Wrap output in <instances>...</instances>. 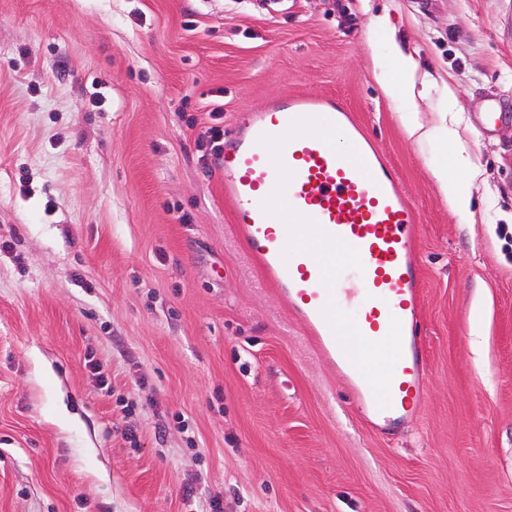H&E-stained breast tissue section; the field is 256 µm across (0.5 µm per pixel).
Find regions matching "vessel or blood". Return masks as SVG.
I'll return each mask as SVG.
<instances>
[{
    "mask_svg": "<svg viewBox=\"0 0 512 512\" xmlns=\"http://www.w3.org/2000/svg\"><path fill=\"white\" fill-rule=\"evenodd\" d=\"M306 116L334 122L369 169L368 174H361L314 137L297 138L283 151V160L294 173L286 191L289 204L359 254L363 269L354 276L360 284L354 322L362 335L381 340L387 336L391 320L400 322L401 356L385 408L378 406L372 388L321 314L329 294L318 262L305 253L282 259L286 227L260 208L275 187L277 173L258 139L263 134H282L293 119ZM354 128L347 109L335 99L276 98L252 114L245 134L225 146L218 168L224 200L234 208L236 232L249 254L306 326L320 354L344 371L367 421L383 432L413 415L426 392L419 331L421 271L414 257L419 215L406 199L396 170L384 162L376 146L358 138Z\"/></svg>",
    "mask_w": 512,
    "mask_h": 512,
    "instance_id": "1",
    "label": "vessel or blood"
}]
</instances>
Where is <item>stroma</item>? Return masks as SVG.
Masks as SVG:
<instances>
[{
	"mask_svg": "<svg viewBox=\"0 0 512 512\" xmlns=\"http://www.w3.org/2000/svg\"><path fill=\"white\" fill-rule=\"evenodd\" d=\"M391 41L413 99L376 79ZM293 94L343 102L420 214L427 393L387 435L249 255L199 140ZM450 107L481 171L469 218L399 119ZM217 494L512 512V0H0V512ZM391 66L406 80L407 92L413 95L414 92V75L417 68L416 62L410 55L404 54L400 48L393 42L391 57Z\"/></svg>",
	"mask_w": 512,
	"mask_h": 512,
	"instance_id": "35a3bbf8",
	"label": "stroma"
}]
</instances>
